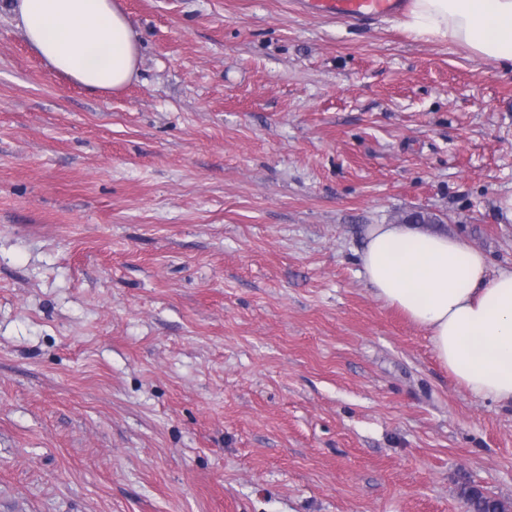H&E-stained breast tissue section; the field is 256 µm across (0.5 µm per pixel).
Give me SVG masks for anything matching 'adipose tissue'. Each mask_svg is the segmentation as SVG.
Returning <instances> with one entry per match:
<instances>
[{"label": "adipose tissue", "instance_id": "ef3b65f1", "mask_svg": "<svg viewBox=\"0 0 512 512\" xmlns=\"http://www.w3.org/2000/svg\"><path fill=\"white\" fill-rule=\"evenodd\" d=\"M27 44L89 92L138 73L139 38L120 0H12ZM409 37L462 45L512 68V0H410ZM377 299L426 329L437 359L481 399L512 405V268L491 270L461 239L414 224H372L360 254Z\"/></svg>", "mask_w": 512, "mask_h": 512}]
</instances>
